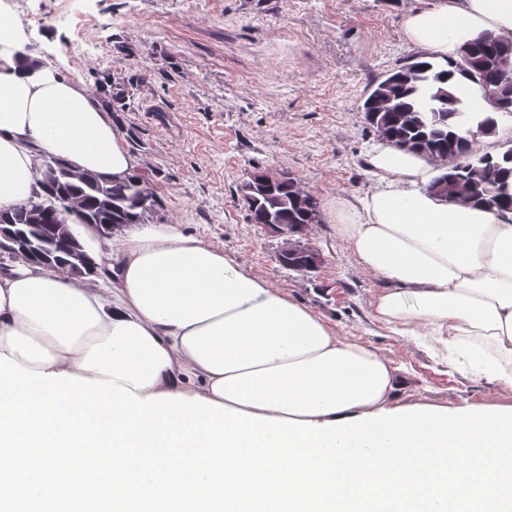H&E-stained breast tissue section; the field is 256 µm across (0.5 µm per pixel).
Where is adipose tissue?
I'll return each instance as SVG.
<instances>
[{
    "label": "adipose tissue",
    "mask_w": 512,
    "mask_h": 512,
    "mask_svg": "<svg viewBox=\"0 0 512 512\" xmlns=\"http://www.w3.org/2000/svg\"><path fill=\"white\" fill-rule=\"evenodd\" d=\"M429 54L512 33V0H440L404 17ZM23 28L0 8V211L41 191L37 156L123 181L135 159L123 128L78 83L17 55ZM358 203L330 209L338 234L384 286L383 323L428 328L512 379V210L451 205L427 187L424 157L374 145ZM111 301L61 269L0 274V353L34 371L115 380L136 395L199 396L268 417L325 423L397 407V369L321 315L177 224H141L103 248Z\"/></svg>",
    "instance_id": "1"
}]
</instances>
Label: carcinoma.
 <instances>
[{"label":"carcinoma","mask_w":512,"mask_h":512,"mask_svg":"<svg viewBox=\"0 0 512 512\" xmlns=\"http://www.w3.org/2000/svg\"><path fill=\"white\" fill-rule=\"evenodd\" d=\"M475 85L494 111L485 116L466 111L464 102L443 87L453 77ZM100 103L110 113L128 109L129 89L107 74L99 82ZM366 122L381 141L423 154L438 163L440 174L428 190L448 201L459 200L488 209L512 210V145L491 154L481 152L474 129L497 127L496 114L512 116V35H489L457 47L456 55L411 56L369 86L363 104ZM469 154V163L456 165L455 156ZM43 193L10 212L0 213V226L24 224L43 246H28L23 258L31 265L62 266L80 276L72 252L77 241L67 224H110L116 232L141 224L159 204L154 191L158 169L134 172L122 185L111 178L81 172L49 155L39 158ZM249 210L254 224H309L320 219L319 199L302 191L296 178L286 185L255 187ZM280 264L303 272L309 261L304 249H286Z\"/></svg>","instance_id":"1"}]
</instances>
